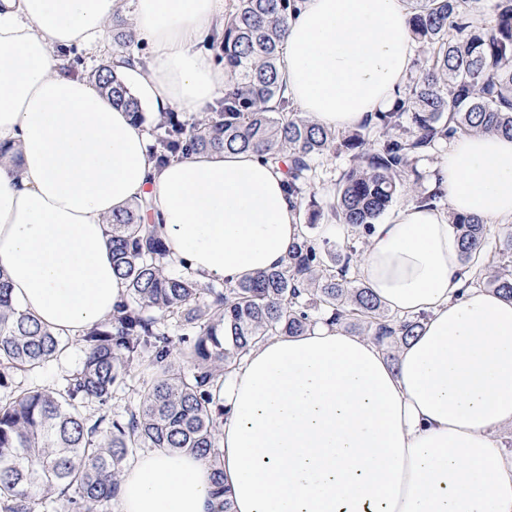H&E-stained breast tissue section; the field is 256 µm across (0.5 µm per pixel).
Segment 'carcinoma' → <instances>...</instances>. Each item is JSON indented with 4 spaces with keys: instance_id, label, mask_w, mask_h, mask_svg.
Masks as SVG:
<instances>
[{
    "instance_id": "cac0c4a2",
    "label": "carcinoma",
    "mask_w": 512,
    "mask_h": 512,
    "mask_svg": "<svg viewBox=\"0 0 512 512\" xmlns=\"http://www.w3.org/2000/svg\"><path fill=\"white\" fill-rule=\"evenodd\" d=\"M409 26L425 48L404 97L389 112L353 131L321 127L283 97L279 46L296 0H237L208 44L234 82L220 107L190 125L160 112L150 129L159 166L213 150L253 151L285 166L288 194L303 206L315 162L347 155L331 213L362 232L418 185L419 157L436 142L470 133L512 136V0H495L493 17L478 18L475 0H411ZM132 33L112 24L113 58L94 73L112 105L140 118L141 105L114 60L132 65ZM377 147L370 148L371 137ZM136 202L112 216V269L126 294L112 317L82 333L83 359L54 390L21 387L17 379L61 358L70 341L30 316L15 315L0 270V512H97L117 497L129 457L154 448L205 458L212 474V512H231L224 498L219 447L224 375L237 359L272 336H297L319 323L361 325L386 351L422 328L424 316L390 315L354 277L356 247L330 260L304 225L287 264L230 288L204 287L167 260L168 250ZM461 259L476 278L512 300V264L487 259L488 228L475 216L449 215ZM175 323L172 336L165 326ZM149 363L139 403L125 417L107 404L135 369Z\"/></svg>"
}]
</instances>
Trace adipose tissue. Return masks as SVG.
Returning a JSON list of instances; mask_svg holds the SVG:
<instances>
[{
	"label": "adipose tissue",
	"mask_w": 512,
	"mask_h": 512,
	"mask_svg": "<svg viewBox=\"0 0 512 512\" xmlns=\"http://www.w3.org/2000/svg\"><path fill=\"white\" fill-rule=\"evenodd\" d=\"M132 11L147 65L122 68L155 112L202 119L231 84L198 51L224 0H0V270L10 299L63 336L109 319L125 293L112 214L151 201L169 257L199 283L281 268L303 230L280 169L250 151L156 168L144 125L56 47H99ZM407 0H301L281 42L299 116L336 130L389 110L413 67ZM447 209L409 201L372 225L360 278L423 327L390 362L373 341L317 326L273 336L224 378L232 512H512V301L465 286L448 212L512 220V137L457 138L440 164ZM199 456L154 451L119 482L121 512H209Z\"/></svg>",
	"instance_id": "ef3b65f1"
}]
</instances>
